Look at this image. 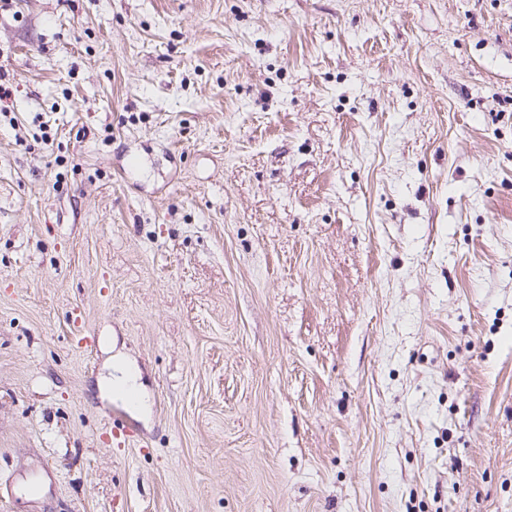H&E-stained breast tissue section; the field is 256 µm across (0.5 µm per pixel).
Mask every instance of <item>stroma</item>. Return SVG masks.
<instances>
[{"label": "stroma", "instance_id": "stroma-1", "mask_svg": "<svg viewBox=\"0 0 512 512\" xmlns=\"http://www.w3.org/2000/svg\"><path fill=\"white\" fill-rule=\"evenodd\" d=\"M0 79V512H512V0H0ZM109 368V374L99 381V388L104 397L121 396L128 389H134L137 392L141 390L139 374L122 357L115 356Z\"/></svg>", "mask_w": 512, "mask_h": 512}]
</instances>
